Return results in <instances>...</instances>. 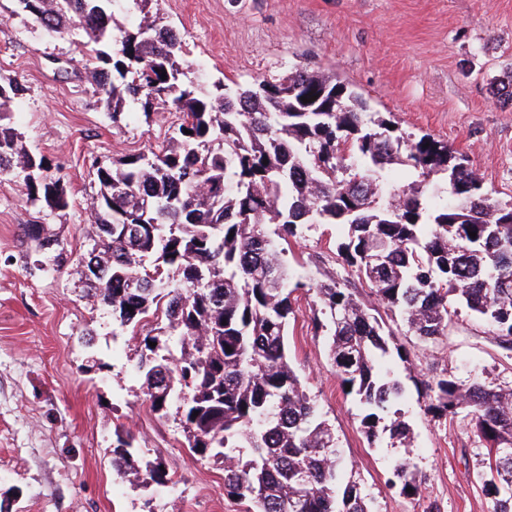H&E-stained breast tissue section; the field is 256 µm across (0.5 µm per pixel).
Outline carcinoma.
I'll return each instance as SVG.
<instances>
[{
  "mask_svg": "<svg viewBox=\"0 0 512 512\" xmlns=\"http://www.w3.org/2000/svg\"><path fill=\"white\" fill-rule=\"evenodd\" d=\"M134 2L133 29L116 23L117 0H32L29 11L50 32L85 34L97 63L91 77L112 122L129 101L145 111L160 101L179 114L178 135L165 148L97 169V235L87 263L100 277L88 292L123 329L165 317L179 354L151 356L143 339L148 353L137 368L145 394L157 412L183 401L188 448L224 462L227 496L249 502L248 512H369L355 485H341L336 436L288 361L292 294L308 287L291 281L288 246L310 224L339 229L338 259L377 304L328 276L313 285L324 316L316 324L341 385L365 408L369 443L386 432L404 441V421L382 424L404 393L393 373L376 369L393 351L404 358L389 337L447 335L451 298L512 345V200L492 199L447 141L369 111L334 72L298 67L278 81L258 79L270 88L260 98L252 85L184 80L191 65L179 33L160 24L151 0ZM21 91L16 81L0 85L1 176H21L30 161L9 111ZM491 93L512 108V63ZM393 165L404 167L407 184L387 195ZM48 179L20 181L27 199L65 182ZM127 223L138 230H108ZM43 232L42 224L23 227L40 250L58 244ZM148 259L157 262L152 274ZM379 305L405 332L378 321ZM433 391L435 409L469 410L478 436L498 449L485 459L484 491L492 512H512V454L499 452L512 449V390L443 378ZM116 442L113 469L139 476L130 432L117 431ZM160 466L147 463L146 480L165 486L172 477ZM393 478L418 491L409 463H398Z\"/></svg>",
  "mask_w": 512,
  "mask_h": 512,
  "instance_id": "1",
  "label": "carcinoma"
}]
</instances>
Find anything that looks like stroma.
I'll return each mask as SVG.
<instances>
[{
    "label": "stroma",
    "instance_id": "35a3bbf8",
    "mask_svg": "<svg viewBox=\"0 0 512 512\" xmlns=\"http://www.w3.org/2000/svg\"><path fill=\"white\" fill-rule=\"evenodd\" d=\"M151 8L180 34L196 80L248 85L298 67L335 71L406 131L447 140L495 199L512 200V109L490 92L512 61V0H153ZM93 63L79 32L48 33L15 0H0V82L23 86L13 125L70 191L68 207L52 211L0 179V498L11 512H246L247 502L225 495L221 463L187 448L178 401L157 413L146 399L136 368L143 339L167 349L175 337L153 317L140 335L117 329L87 293L78 258L93 244L97 167L161 148L175 124L160 104L147 113L132 106L113 123ZM26 224L48 225L63 247L59 264L39 269ZM287 260L306 282L345 274L330 224L306 231ZM292 298L290 364L336 434L343 481L357 485L370 512H490L484 442L467 413L429 411L425 383L512 389V349L495 329L453 302L442 340L395 336L408 356L389 365L404 386L397 408L411 439L372 446L365 411L343 391L327 338L313 327L320 303L304 289ZM121 425L172 483L145 488L115 473ZM401 459L418 475L417 494L390 482Z\"/></svg>",
    "mask_w": 512,
    "mask_h": 512
}]
</instances>
